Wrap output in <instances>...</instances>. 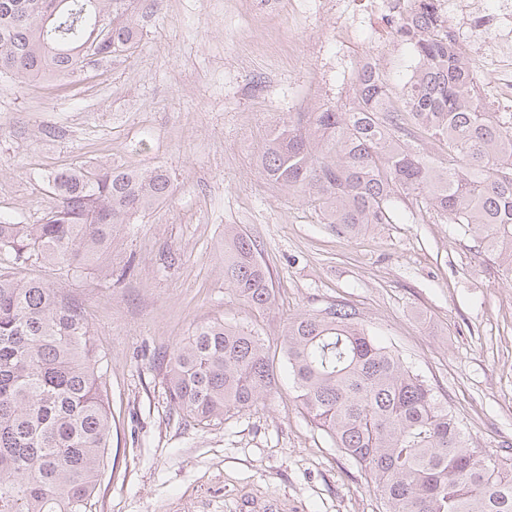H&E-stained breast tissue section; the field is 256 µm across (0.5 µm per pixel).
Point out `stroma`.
Listing matches in <instances>:
<instances>
[{
  "label": "stroma",
  "mask_w": 512,
  "mask_h": 512,
  "mask_svg": "<svg viewBox=\"0 0 512 512\" xmlns=\"http://www.w3.org/2000/svg\"><path fill=\"white\" fill-rule=\"evenodd\" d=\"M480 2L454 0L448 28L483 106L512 113L495 34L471 27ZM409 0H134L140 43L85 80H0V214L37 223L53 205L45 176L74 166L161 165L177 190L135 216L101 262L111 278L57 267L0 270L41 279L84 307L107 360L111 445L91 512H384L369 478L301 408L287 374L223 422L185 420L165 364L196 325L257 331L270 355L300 312L343 303L446 400L487 458L512 448V280L455 225L412 219L352 237L317 204L285 195L259 158L279 114L347 108L365 59L393 83L412 70L395 33ZM255 242L273 283L266 308L224 282V227Z\"/></svg>",
  "instance_id": "stroma-1"
}]
</instances>
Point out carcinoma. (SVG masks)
<instances>
[{
	"label": "carcinoma",
	"instance_id": "cac0c4a2",
	"mask_svg": "<svg viewBox=\"0 0 512 512\" xmlns=\"http://www.w3.org/2000/svg\"><path fill=\"white\" fill-rule=\"evenodd\" d=\"M133 0H0V76L73 77L139 44ZM112 13V31L96 28ZM415 65L400 89L357 71L351 106L282 115L260 159L289 195L318 203L358 235L394 223L411 197L456 224L512 278V113L488 112L436 0H411L396 24ZM446 147L438 159L414 130ZM55 205L38 224L0 215V253L106 275L99 260L136 215L175 192L161 166H74L47 176ZM224 282L248 306L273 299L243 230L224 229ZM288 375L317 428L373 483L385 512H512V451L480 455L433 388L336 303L288 322ZM103 356L81 305L41 280L0 272V512H88L105 469L111 412ZM263 339L222 321L196 326L168 359L169 402L210 422L277 385Z\"/></svg>",
	"mask_w": 512,
	"mask_h": 512
}]
</instances>
